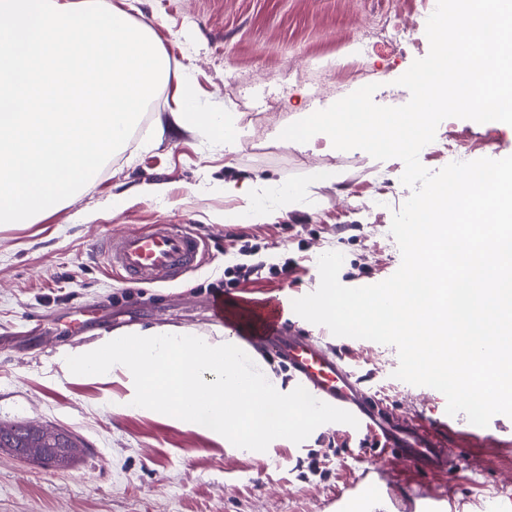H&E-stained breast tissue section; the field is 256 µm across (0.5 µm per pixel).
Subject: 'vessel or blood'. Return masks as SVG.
Returning a JSON list of instances; mask_svg holds the SVG:
<instances>
[{"mask_svg": "<svg viewBox=\"0 0 512 512\" xmlns=\"http://www.w3.org/2000/svg\"><path fill=\"white\" fill-rule=\"evenodd\" d=\"M104 254L114 276L130 285L164 283L196 265L200 242L172 224H155L146 231H129L103 241ZM289 304L265 303L259 310L264 324L256 346L276 352L286 363L291 386H303L316 399L351 412L359 421L357 434L371 436L394 461L414 472L445 473L455 481L466 478L465 462L452 449L434 443L421 425L399 422L374 398L364 376L343 352H327L296 328H285ZM450 491L419 495L409 512H454Z\"/></svg>", "mask_w": 512, "mask_h": 512, "instance_id": "vessel-or-blood-1", "label": "vessel or blood"}]
</instances>
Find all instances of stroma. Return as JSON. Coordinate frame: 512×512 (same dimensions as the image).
<instances>
[{
  "mask_svg": "<svg viewBox=\"0 0 512 512\" xmlns=\"http://www.w3.org/2000/svg\"><path fill=\"white\" fill-rule=\"evenodd\" d=\"M153 29L170 62L155 107L99 170L93 188L35 224L0 228V427L28 423L70 433L82 444L66 469L0 448V512H324L347 484L367 478L400 490L410 480L433 491L439 477L404 474L373 440L358 443L343 427L323 425L304 442L270 444L263 452L224 447L206 434L133 411L110 408L119 384L68 376L60 358L116 329L170 325L216 336L226 317L245 318L248 306L296 299L320 284L318 258L344 256L347 287L381 282L402 256L390 233L394 212L412 193L404 164L361 150L321 152L286 144L281 131L300 112H314L361 87L358 71L394 80L429 52L427 37L401 58L376 55L338 74L289 80L304 60L348 54L362 31L390 12L415 15L419 0H103ZM190 79L197 109L238 115L237 144L225 150L205 129L168 127L179 111L177 85ZM165 130H158V122ZM471 149V159L512 154V125L448 118L436 140ZM335 169L340 183L314 185L310 173ZM228 182L252 185L251 198L271 208L263 221L228 224L224 214L247 201L224 193ZM166 186L164 199L140 188ZM304 189L290 209L277 198ZM125 205L113 211L112 197ZM250 198V199H251ZM152 224H177L204 241L200 263L181 277L130 286L112 277L96 238ZM282 266L278 276L254 275L224 285L234 264ZM224 294L216 314L214 296ZM308 328L340 346L380 399L398 416L434 424L446 414L439 391L395 379V347ZM444 432L469 468L455 488L463 512L479 501L512 512V418L495 415L483 436L471 424Z\"/></svg>",
  "mask_w": 512,
  "mask_h": 512,
  "instance_id": "obj_1",
  "label": "stroma"
}]
</instances>
